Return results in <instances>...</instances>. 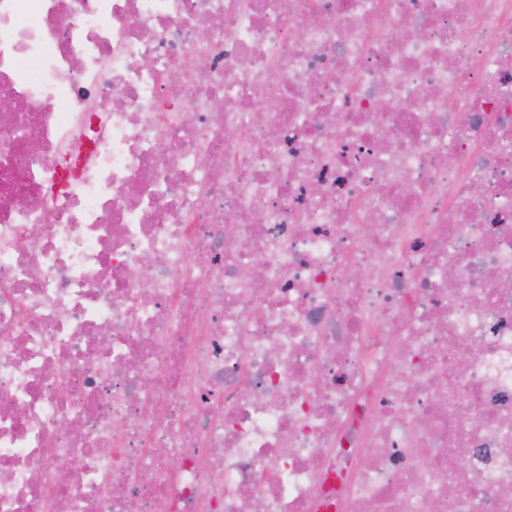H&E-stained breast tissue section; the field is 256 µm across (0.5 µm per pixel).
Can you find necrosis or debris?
Returning a JSON list of instances; mask_svg holds the SVG:
<instances>
[{
  "mask_svg": "<svg viewBox=\"0 0 512 512\" xmlns=\"http://www.w3.org/2000/svg\"><path fill=\"white\" fill-rule=\"evenodd\" d=\"M0 512H512V0H0Z\"/></svg>",
  "mask_w": 512,
  "mask_h": 512,
  "instance_id": "1",
  "label": "necrosis or debris"
}]
</instances>
